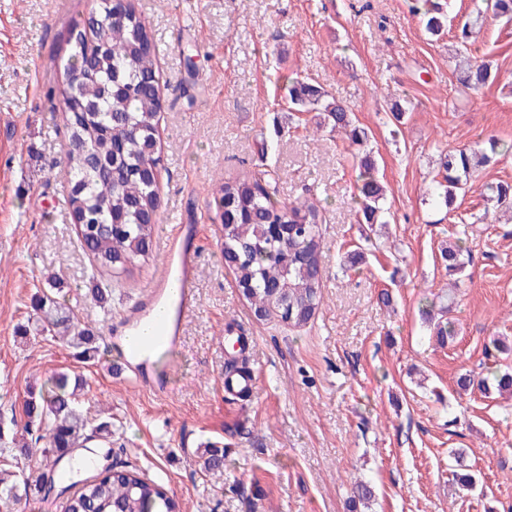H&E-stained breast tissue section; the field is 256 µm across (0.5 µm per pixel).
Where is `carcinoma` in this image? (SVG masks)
<instances>
[{
  "mask_svg": "<svg viewBox=\"0 0 512 512\" xmlns=\"http://www.w3.org/2000/svg\"><path fill=\"white\" fill-rule=\"evenodd\" d=\"M413 11L423 16L425 29L437 35L445 28L438 9L423 0ZM512 21V0H481L458 23V44H469L487 15ZM65 57L59 66L60 83L51 90L62 112L67 144L61 172L71 185L69 205L77 239L92 256L91 300H103L97 281L126 274L152 255L157 224V182L162 165L157 148V116L162 92L156 67L154 37L149 22L131 6L111 14L104 3L63 35ZM458 82L478 93L491 79L488 65L470 62L455 66ZM288 102L293 112H320L331 130L352 143L369 141L368 129L353 124L351 109L328 99L318 84L288 78ZM512 146L491 136L480 149L448 154L435 198L452 209L457 191L467 185L478 167L492 156L509 153ZM356 203L359 220L376 224L384 213V186L370 154L359 163ZM489 200L501 206L512 202V184L487 186ZM214 205L224 226V265L235 275L238 288L259 320L275 318L290 327L306 325L318 310L321 292L320 259L323 241L317 206L309 199L280 201L263 177H245L220 184ZM462 240L441 250V259L453 276L462 271ZM453 297L440 308L433 339L443 346L455 339ZM36 331L52 332L85 361L96 359L101 337L82 325L67 300L48 293L35 297ZM458 389L476 386L484 393H512V369L498 365L483 375L464 373ZM80 378L61 372L27 392L23 425L0 421V454H10L24 465L14 479L0 477V508L13 512L33 496H47L55 488L49 474L64 458L95 440L112 437V423H94L79 408ZM195 463L206 474L224 472V449L216 443L198 448ZM374 498L370 484L353 483L350 504ZM175 503L163 485L145 477L128 462L96 467L68 499L65 512H174Z\"/></svg>",
  "mask_w": 512,
  "mask_h": 512,
  "instance_id": "cac0c4a2",
  "label": "carcinoma"
}]
</instances>
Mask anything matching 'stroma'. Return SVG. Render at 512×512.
Returning <instances> with one entry per match:
<instances>
[{"label": "stroma", "instance_id": "stroma-1", "mask_svg": "<svg viewBox=\"0 0 512 512\" xmlns=\"http://www.w3.org/2000/svg\"><path fill=\"white\" fill-rule=\"evenodd\" d=\"M129 2L152 27L163 92L160 221L151 259L107 282L97 304L48 95L59 38L92 0H0V415L51 373L81 376L84 412L111 419L113 447L134 449L176 512H347L357 478L375 489L366 512H512V397L455 391L460 373L499 363L492 338L512 343V213L484 201L487 184L512 183V154L478 171L453 210L433 199L441 156L491 136L512 142V24L486 17L470 45L494 76L476 97L459 91L451 59L471 0H432L448 20L437 36L413 0ZM292 72L370 129L386 223H358V148L317 130V113L289 111L279 78ZM393 98L406 103L401 117L388 110ZM258 171L275 178L279 199L318 202L322 302L299 328L256 321L222 259L213 191ZM173 231L194 251L197 276L165 397L120 369L117 348L145 313ZM460 237L468 253L452 278L440 251ZM53 275L104 337L105 358L80 361L47 334L18 338L32 294ZM384 289L393 309L378 301ZM448 291L459 334L441 347L421 310ZM229 332L255 340L247 356L258 383L246 400L224 391ZM208 441L225 450L223 477L203 478L193 461ZM458 448L482 491L453 481Z\"/></svg>", "mask_w": 512, "mask_h": 512}]
</instances>
